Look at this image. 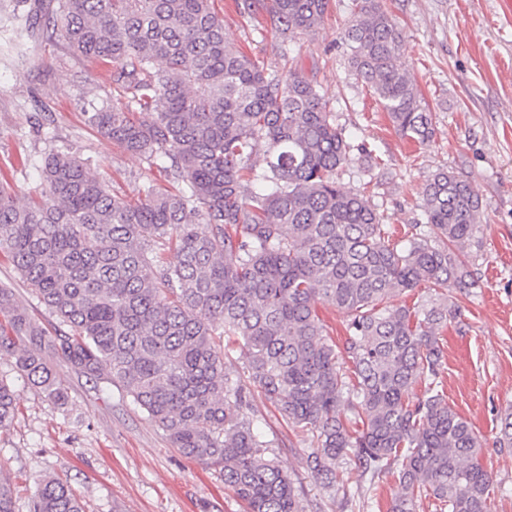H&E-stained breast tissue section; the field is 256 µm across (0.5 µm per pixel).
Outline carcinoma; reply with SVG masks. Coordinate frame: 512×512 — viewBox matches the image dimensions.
I'll return each instance as SVG.
<instances>
[{
  "mask_svg": "<svg viewBox=\"0 0 512 512\" xmlns=\"http://www.w3.org/2000/svg\"><path fill=\"white\" fill-rule=\"evenodd\" d=\"M214 0H39L3 16L20 56L34 37L111 66L119 100L85 121L168 178L131 202L80 158L51 151L36 196L0 182V255L55 318L47 326L0 285V351L63 403L54 363L126 393L185 457L218 470L243 512H301L288 469L246 413L251 389L309 440L307 467L348 492L346 464L401 461L388 512H492L480 438L438 390L448 291L476 288L463 249L481 198L453 171L431 175L421 218L394 240L365 192L336 182L353 145L319 83L283 48L271 69L224 36ZM330 0H238L283 41L314 31ZM403 29L380 0H353L349 64L396 132L418 142L433 115L397 65ZM176 253L170 263L166 254ZM423 288L410 305L400 301ZM348 318L338 347L317 314ZM241 346L248 383L227 370ZM425 385L423 396L411 391ZM16 417L0 381V431ZM33 512H82L58 478Z\"/></svg>",
  "mask_w": 512,
  "mask_h": 512,
  "instance_id": "cac0c4a2",
  "label": "carcinoma"
}]
</instances>
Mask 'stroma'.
<instances>
[{
  "label": "stroma",
  "instance_id": "obj_1",
  "mask_svg": "<svg viewBox=\"0 0 512 512\" xmlns=\"http://www.w3.org/2000/svg\"><path fill=\"white\" fill-rule=\"evenodd\" d=\"M353 0H331L314 34L291 42L299 69L321 85L337 122L353 143L379 159L372 181L360 163L345 166L340 185L368 187L395 236L418 217L428 176L450 170L468 178L482 201L478 245L465 258L476 288L452 290L457 317L441 335V389L478 433L482 460L496 490L492 512H512V447L499 445L501 420L512 412V0H382L404 30L399 64L408 66L434 118L435 134L418 144L392 127L368 88L352 74L344 31ZM229 41L269 66L279 63L280 37L240 13L235 0H214ZM0 29V181L20 198L40 187L39 163L68 151L128 200L145 182L164 184L157 168L91 131L82 112L104 82L105 69L45 44L25 57ZM67 400L59 405L33 388L0 354V380L17 395L13 425L0 431V471L13 487L15 512H30L36 482H67L84 512H239L218 471L180 455L165 433L117 389L101 390L57 365ZM250 419L273 442L303 512H387L399 466L354 471L350 494L325 488L306 467L309 446L253 394Z\"/></svg>",
  "mask_w": 512,
  "mask_h": 512
}]
</instances>
